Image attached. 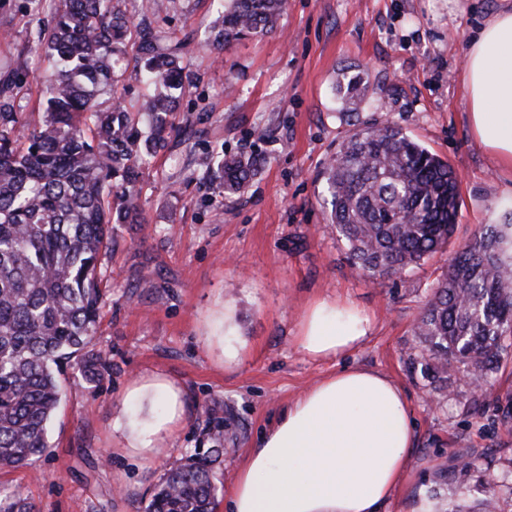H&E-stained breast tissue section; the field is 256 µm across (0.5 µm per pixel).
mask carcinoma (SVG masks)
Instances as JSON below:
<instances>
[{
	"mask_svg": "<svg viewBox=\"0 0 512 512\" xmlns=\"http://www.w3.org/2000/svg\"><path fill=\"white\" fill-rule=\"evenodd\" d=\"M286 0H231L215 22V41L273 32ZM33 42L53 74L38 119L16 111L7 90L22 73L5 72L0 91V471L30 468L48 451V427L64 396L68 367L98 382L111 368L94 349L103 304L99 283L112 216L142 224L133 203L138 169L164 147L171 116L191 76L181 44L140 28L114 0H57L52 22ZM161 92L133 114L101 108L128 48ZM364 73L335 83L346 109L364 101ZM206 172L226 194L258 173L260 154H207ZM328 223L345 241L352 266L370 277L396 276L448 246L459 206L448 162L386 122L343 140L325 167ZM498 224L479 227L448 260L414 333L427 346L425 376L457 372L486 381L509 355L512 258ZM224 440L171 469L143 512H214ZM0 512H37L18 488L0 486Z\"/></svg>",
	"mask_w": 512,
	"mask_h": 512,
	"instance_id": "obj_1",
	"label": "carcinoma"
}]
</instances>
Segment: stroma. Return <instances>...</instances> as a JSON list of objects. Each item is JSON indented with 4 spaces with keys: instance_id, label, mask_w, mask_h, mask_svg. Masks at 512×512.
<instances>
[{
    "instance_id": "obj_1",
    "label": "stroma",
    "mask_w": 512,
    "mask_h": 512,
    "mask_svg": "<svg viewBox=\"0 0 512 512\" xmlns=\"http://www.w3.org/2000/svg\"><path fill=\"white\" fill-rule=\"evenodd\" d=\"M499 5L467 0L452 16L448 0H287L274 32L218 48L209 41L217 0H170L151 24L189 40L193 85L164 149L141 170L144 223L112 227L96 337L112 369L97 383L66 371L47 457L0 474V485L20 488L38 512H140L168 469L211 447L222 417L223 496L246 449L288 402L336 370L364 366L404 389L415 421L410 470L391 512H412L422 495L439 512L477 507L488 475L512 465V357L482 389L458 378L434 391L413 328L449 253L512 212V172L474 142L462 86L467 40ZM54 9V0H0V58L28 79L18 111H37L43 99L52 65L29 33ZM351 65L368 71L369 84L348 119L333 85ZM150 91L129 58L101 102L133 112ZM387 120L447 159L460 203L446 253L401 276L370 278L351 266L326 220L323 169L348 135ZM253 144L262 165L244 193L222 194L204 178L207 149ZM322 300L367 313L370 337L335 358L299 351L303 318ZM157 379L181 391L173 421L149 387ZM140 434L151 451L132 448ZM473 453L477 470L454 473L457 458Z\"/></svg>"
}]
</instances>
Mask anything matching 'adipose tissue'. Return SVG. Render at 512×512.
I'll use <instances>...</instances> for the list:
<instances>
[{"label":"adipose tissue","mask_w":512,"mask_h":512,"mask_svg":"<svg viewBox=\"0 0 512 512\" xmlns=\"http://www.w3.org/2000/svg\"><path fill=\"white\" fill-rule=\"evenodd\" d=\"M463 87L474 141L512 170V6L469 36ZM371 330L356 307L320 302L297 344L312 358L338 356ZM414 430L401 387L370 369L342 368L283 408L248 449L224 512H388Z\"/></svg>","instance_id":"obj_1"}]
</instances>
